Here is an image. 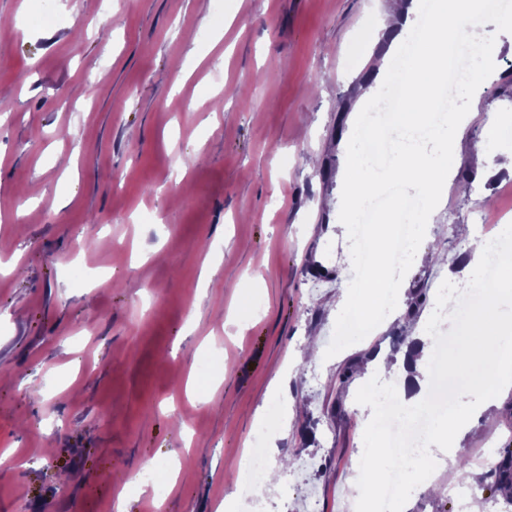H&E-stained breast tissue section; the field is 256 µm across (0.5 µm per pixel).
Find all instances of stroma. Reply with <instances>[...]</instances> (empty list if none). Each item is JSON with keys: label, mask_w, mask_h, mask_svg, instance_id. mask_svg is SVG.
I'll list each match as a JSON object with an SVG mask.
<instances>
[{"label": "stroma", "mask_w": 512, "mask_h": 512, "mask_svg": "<svg viewBox=\"0 0 512 512\" xmlns=\"http://www.w3.org/2000/svg\"><path fill=\"white\" fill-rule=\"evenodd\" d=\"M385 0H0V512H110L130 472L178 460L176 487L128 492L125 512H240L239 461L271 407L267 512H345L368 444L362 390L336 375L427 332L438 290H471L456 227L505 174L452 180L396 278L414 313L337 348L341 293L359 273L350 234L348 128L387 43ZM58 16L40 21L44 9ZM494 75L469 117L458 166L490 128L512 129V31L489 22ZM256 306L241 309L242 296ZM466 459L512 446V391L475 410ZM293 455V466L280 463ZM438 494L407 512H459Z\"/></svg>", "instance_id": "1"}]
</instances>
